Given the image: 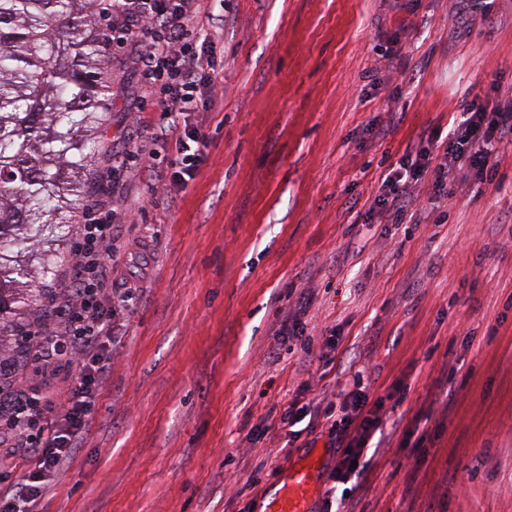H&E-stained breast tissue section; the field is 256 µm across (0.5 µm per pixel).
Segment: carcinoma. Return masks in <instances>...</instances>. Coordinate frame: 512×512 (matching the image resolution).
I'll return each mask as SVG.
<instances>
[{
	"mask_svg": "<svg viewBox=\"0 0 512 512\" xmlns=\"http://www.w3.org/2000/svg\"><path fill=\"white\" fill-rule=\"evenodd\" d=\"M97 0H0V313L86 188L111 85Z\"/></svg>",
	"mask_w": 512,
	"mask_h": 512,
	"instance_id": "carcinoma-1",
	"label": "carcinoma"
}]
</instances>
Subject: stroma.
<instances>
[{"mask_svg":"<svg viewBox=\"0 0 512 512\" xmlns=\"http://www.w3.org/2000/svg\"><path fill=\"white\" fill-rule=\"evenodd\" d=\"M209 33L223 98L185 120L148 97L134 47H109L70 235L24 314L0 315L9 351L53 323L89 206L112 210L116 246L136 245L115 285L142 294L113 312L96 406L39 512H263L283 468L334 454L326 419L293 442L283 410L354 379L385 400L368 512H512V144L482 191L456 172L447 213H369L410 143L512 99V0H224ZM138 113L171 141L206 135L194 181L134 166ZM308 286L302 336L333 338L330 362L274 336Z\"/></svg>","mask_w":512,"mask_h":512,"instance_id":"obj_1","label":"stroma"}]
</instances>
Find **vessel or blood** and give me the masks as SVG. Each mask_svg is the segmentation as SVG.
Instances as JSON below:
<instances>
[{
    "label": "vessel or blood",
    "instance_id": "obj_1",
    "mask_svg": "<svg viewBox=\"0 0 512 512\" xmlns=\"http://www.w3.org/2000/svg\"><path fill=\"white\" fill-rule=\"evenodd\" d=\"M319 466L309 460L285 468L274 489L268 490V512H309L318 488Z\"/></svg>",
    "mask_w": 512,
    "mask_h": 512
}]
</instances>
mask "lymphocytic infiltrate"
I'll use <instances>...</instances> for the list:
<instances>
[{
  "mask_svg": "<svg viewBox=\"0 0 512 512\" xmlns=\"http://www.w3.org/2000/svg\"><path fill=\"white\" fill-rule=\"evenodd\" d=\"M224 0H112L113 14L123 25L113 27L112 39L139 46L145 89L167 115H190L215 105L214 74L218 66L215 46L204 33L214 22ZM512 143V102L495 112L471 105L447 139L427 135V144L405 151L382 181L374 205L400 221L417 205L413 184L432 173L434 192L444 191L454 169L470 173L475 183L487 181L494 166L492 140ZM206 137L193 128L175 144L153 136L135 142L132 153L145 170L161 162L172 167L176 184L193 181L204 157ZM112 226L87 224L74 253L75 272L66 293L54 303L58 318L54 331H30L26 351L44 371L58 375L55 391L23 389L15 398L0 401V512H34L46 474L58 472L77 446L92 410L96 386L106 368L104 338L109 333L110 301L133 299V288L114 293L112 269L117 262ZM382 400H370L359 388L351 390L339 420L330 427L336 463L330 481L345 483L360 477L362 457L381 426Z\"/></svg>",
  "mask_w": 512,
  "mask_h": 512,
  "instance_id": "1",
  "label": "lymphocytic infiltrate"
}]
</instances>
